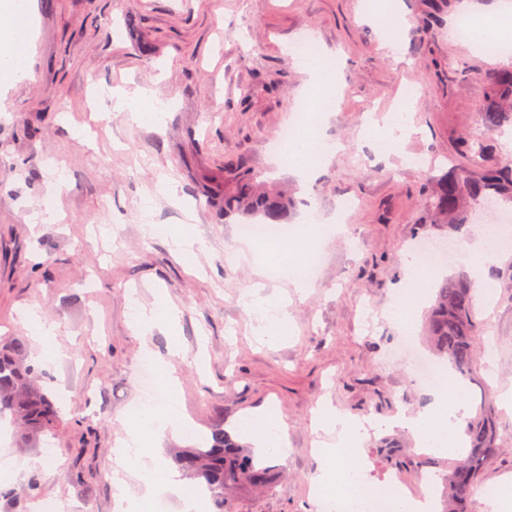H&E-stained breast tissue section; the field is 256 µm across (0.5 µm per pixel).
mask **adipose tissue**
Masks as SVG:
<instances>
[{"mask_svg": "<svg viewBox=\"0 0 512 512\" xmlns=\"http://www.w3.org/2000/svg\"><path fill=\"white\" fill-rule=\"evenodd\" d=\"M31 0H5L0 5V42L8 52L0 54V82L18 78L27 66L26 49L30 43ZM320 116L318 109H309L301 119L297 137L286 148L274 151L277 168L297 175L309 183L317 169V156L331 151L329 142L314 134ZM246 307L254 317L258 335L280 340L288 331L287 308L279 301L267 298L248 299ZM157 370L165 382L163 409L148 408L140 429L130 433L134 453L123 455L121 468L134 473L142 481L147 497L173 495L179 498L182 512H197V500L185 493L187 484L182 472L163 464L152 448L154 438L164 431L178 432L185 424L176 411L177 395L172 385L170 367L157 362ZM469 416L466 394L462 386L450 382L437 395L434 403L418 413L399 412L394 426L412 433L418 447L437 455L459 454L463 448V426ZM316 426L329 440L318 450L321 461L318 474L312 480L311 499L317 512H366L371 489L357 471L363 465L362 443L376 424L322 403L317 411ZM243 433L251 440L257 456H266L269 449L287 450L286 427L271 413H253L242 422Z\"/></svg>", "mask_w": 512, "mask_h": 512, "instance_id": "1", "label": "adipose tissue"}]
</instances>
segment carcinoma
Returning a JSON list of instances; mask_svg holds the SVG:
<instances>
[{
  "mask_svg": "<svg viewBox=\"0 0 512 512\" xmlns=\"http://www.w3.org/2000/svg\"><path fill=\"white\" fill-rule=\"evenodd\" d=\"M491 89L495 105L479 113L487 132L512 126V66L492 73ZM430 188L424 203L434 222L450 234L463 233L471 222L470 209L482 201L512 203V165H501L487 174L466 166L440 175L429 173ZM288 195L258 180V176L232 162L224 163V219H255L281 224L288 219ZM474 285L463 275L443 282L428 324V339L460 374L469 371L474 356V336L478 322L474 309ZM41 371L28 357L23 337L0 342V418H9L15 433L24 441L51 431L59 421V407L40 384ZM470 447L460 462L448 467L445 484L451 494L450 512L473 493L486 462L498 450L499 423L486 408L469 420ZM183 471L203 480L216 512H232L224 499L230 484L263 487L268 472L253 455L245 453L222 429L175 455Z\"/></svg>",
  "mask_w": 512,
  "mask_h": 512,
  "instance_id": "carcinoma-1",
  "label": "carcinoma"
}]
</instances>
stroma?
I'll list each match as a JSON object with an SVG mask.
<instances>
[{
    "label": "stroma",
    "instance_id": "35a3bbf8",
    "mask_svg": "<svg viewBox=\"0 0 512 512\" xmlns=\"http://www.w3.org/2000/svg\"><path fill=\"white\" fill-rule=\"evenodd\" d=\"M366 0H34V46L26 77L0 87V336H27V308L60 323L61 356L44 363L46 385L66 393L62 418L45 460L40 446L0 438V455L33 460L0 498V512H33L35 498L65 504V512H117L109 477L113 450L127 436V415L141 399L140 353L172 361L178 408L189 433L166 435L165 459L193 438L223 429L241 446L240 419L274 410L287 426L288 453L264 457L270 490L229 487L233 512H314L308 497L320 467L323 433L315 411L337 409L378 421L416 413L434 401L415 386L408 342L428 355L422 330L434 294L413 314L416 331L402 335L391 303L403 286L401 251L448 235L424 207L423 172L405 167V154L469 165L462 138H490L479 170L512 164L501 135L487 136L477 120L490 101L487 76L501 58L450 35L464 12L482 16L512 0H402L408 24L396 32L397 53L383 46ZM441 5L442 21L428 16ZM309 36L339 64L336 106L322 131L335 143L315 178L301 185L276 170L272 136L301 116L310 76L288 52ZM145 90L168 111L162 125L95 100L92 83ZM418 86L410 117L416 127L401 155L376 154L365 129L398 108L406 87ZM60 160L65 180L49 166ZM277 182L294 198L291 223L306 209L336 213L356 203L347 231L315 243L311 288L296 292L282 274L273 245L256 242L257 259L239 262V227L224 220L225 160ZM177 189L176 197L163 185ZM60 209L56 223L30 228L27 219L46 197ZM163 218L155 235L147 218ZM200 241L191 259L174 237ZM489 300L478 303L479 334L469 378L470 407L497 409L500 447L478 486L512 481V412L496 392L512 386V242L487 267ZM94 280L85 290V280ZM288 300L291 333L269 345L252 331L244 292ZM152 307L167 300L179 310L180 333H142L130 322L129 301ZM371 482L394 481L418 494L428 475L442 476L455 456L421 452L394 428L364 441ZM35 492H28L29 483Z\"/></svg>",
    "mask_w": 512,
    "mask_h": 512
}]
</instances>
